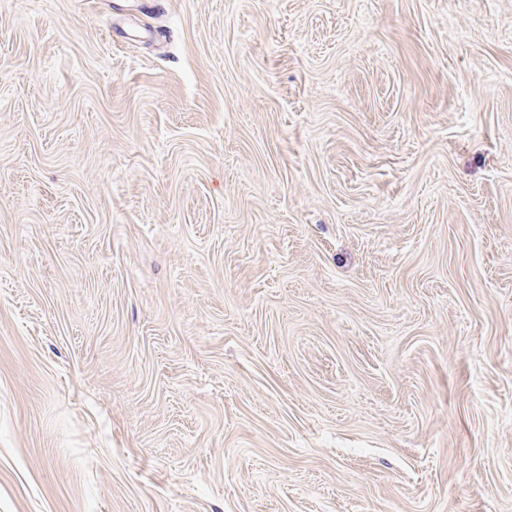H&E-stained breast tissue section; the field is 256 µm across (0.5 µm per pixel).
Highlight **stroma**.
Returning a JSON list of instances; mask_svg holds the SVG:
<instances>
[{
    "label": "stroma",
    "mask_w": 512,
    "mask_h": 512,
    "mask_svg": "<svg viewBox=\"0 0 512 512\" xmlns=\"http://www.w3.org/2000/svg\"><path fill=\"white\" fill-rule=\"evenodd\" d=\"M0 512H512V0H0Z\"/></svg>",
    "instance_id": "1"
}]
</instances>
